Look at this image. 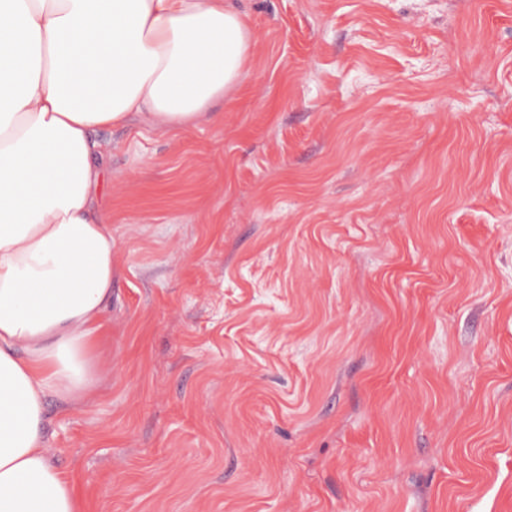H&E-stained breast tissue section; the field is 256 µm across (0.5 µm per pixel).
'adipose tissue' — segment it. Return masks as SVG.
Returning a JSON list of instances; mask_svg holds the SVG:
<instances>
[{
    "label": "adipose tissue",
    "instance_id": "ef3b65f1",
    "mask_svg": "<svg viewBox=\"0 0 512 512\" xmlns=\"http://www.w3.org/2000/svg\"><path fill=\"white\" fill-rule=\"evenodd\" d=\"M254 44L234 0H0V512H81L43 423L92 389L112 296L94 132L195 125Z\"/></svg>",
    "mask_w": 512,
    "mask_h": 512
}]
</instances>
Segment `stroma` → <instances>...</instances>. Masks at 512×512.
<instances>
[{
	"label": "stroma",
	"mask_w": 512,
	"mask_h": 512,
	"mask_svg": "<svg viewBox=\"0 0 512 512\" xmlns=\"http://www.w3.org/2000/svg\"><path fill=\"white\" fill-rule=\"evenodd\" d=\"M249 72L103 129L84 512H512V0H246Z\"/></svg>",
	"instance_id": "1"
}]
</instances>
